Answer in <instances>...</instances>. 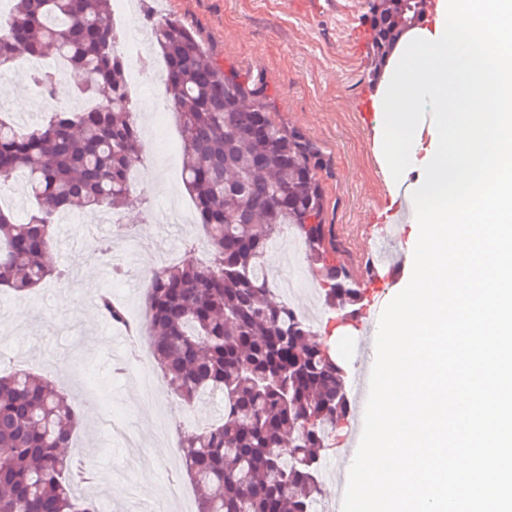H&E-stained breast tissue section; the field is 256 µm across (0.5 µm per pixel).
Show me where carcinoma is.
I'll return each mask as SVG.
<instances>
[{"mask_svg": "<svg viewBox=\"0 0 512 512\" xmlns=\"http://www.w3.org/2000/svg\"><path fill=\"white\" fill-rule=\"evenodd\" d=\"M8 2L0 66L20 54L57 59L83 73L78 97L95 101L30 124L0 117V174H22L35 204L23 216L0 208V287L19 298L54 272L48 257L58 214L145 206L129 179L144 142L110 0ZM423 2L369 6L373 76L423 21ZM153 39L180 126L182 181L211 254L207 265L152 273L146 294L150 348L168 390L188 406L204 393L224 399L220 421L184 432L179 443L200 491L198 512H315L317 450L351 414L346 377L313 327L269 300L262 270L289 229L325 271L327 307L361 304L362 289L327 258L321 155L301 133L274 123L257 84L224 72L178 18H156ZM99 309L126 322L106 292ZM78 423L66 395L40 375L0 374V512H96L75 494L90 473L65 452Z\"/></svg>", "mask_w": 512, "mask_h": 512, "instance_id": "carcinoma-1", "label": "carcinoma"}]
</instances>
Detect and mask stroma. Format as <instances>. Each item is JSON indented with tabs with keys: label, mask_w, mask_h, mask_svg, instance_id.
Returning <instances> with one entry per match:
<instances>
[{
	"label": "stroma",
	"mask_w": 512,
	"mask_h": 512,
	"mask_svg": "<svg viewBox=\"0 0 512 512\" xmlns=\"http://www.w3.org/2000/svg\"><path fill=\"white\" fill-rule=\"evenodd\" d=\"M149 6L179 17L218 65L261 83L272 119L318 148L326 245L334 263L363 282V249L388 234L399 189L376 146L377 124L364 118L378 88L367 0H149ZM68 102L61 95L46 101L22 71L0 69V111L13 120L28 122ZM181 162L177 127L153 137L137 170V196L156 206L190 204ZM84 217L73 213L72 223L55 227L53 261L64 277L47 280L23 299L0 290V343L12 357L0 371L31 370L70 396L82 416L73 453L94 472L81 497L108 504L110 512H140L145 502L165 499L171 473L183 470L175 456L154 454L156 419L165 418L175 444L182 430L218 419L222 403L205 397L186 406L157 372L158 402L141 404L134 359L113 350L114 342H127L126 331L98 311L97 298L110 290L128 319L141 324L146 284L108 277L97 244L107 229L87 227ZM21 306L27 311L22 318L16 315ZM318 312L315 331L336 345L344 369L355 374L350 342L358 319L323 306Z\"/></svg>",
	"instance_id": "stroma-1"
}]
</instances>
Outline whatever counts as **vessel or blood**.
I'll return each mask as SVG.
<instances>
[{"label":"vessel or blood","mask_w":512,"mask_h":512,"mask_svg":"<svg viewBox=\"0 0 512 512\" xmlns=\"http://www.w3.org/2000/svg\"><path fill=\"white\" fill-rule=\"evenodd\" d=\"M413 188L403 185L398 190V199L392 207L391 224L394 229H401L407 224L415 212L412 200ZM404 262V253L398 247L396 240L383 243H374L371 262L367 277L377 286L376 297L372 307L366 313L360 324L358 337L354 346V355L357 361V372L352 382L353 390V417L349 426V447H358L364 421L366 402L369 394L370 374L373 367L372 353L375 347V336L378 329L382 310L387 305L389 297L384 288H381L383 274L394 273Z\"/></svg>","instance_id":"b4317fda"}]
</instances>
